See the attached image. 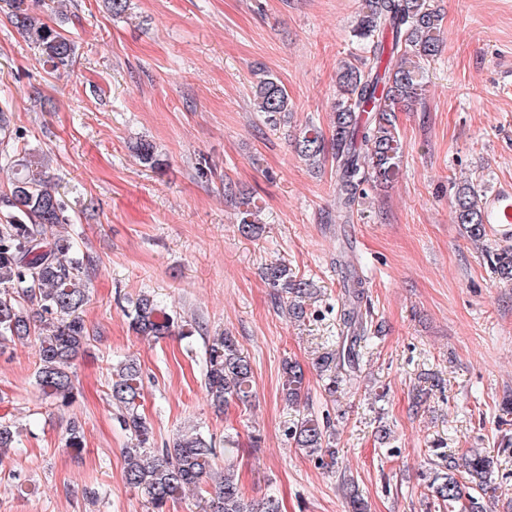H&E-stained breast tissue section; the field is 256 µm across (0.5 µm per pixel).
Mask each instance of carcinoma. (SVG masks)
<instances>
[{
  "mask_svg": "<svg viewBox=\"0 0 512 512\" xmlns=\"http://www.w3.org/2000/svg\"><path fill=\"white\" fill-rule=\"evenodd\" d=\"M6 17L39 52L43 65L51 71L65 70L75 53L73 42L60 30L42 21L33 0H0ZM442 17L431 0H363V8L353 28L354 36L370 49V57L358 67L346 62L338 70L339 96L334 104L336 192L342 217L347 219L366 193V187H382L396 175L402 154L395 112L416 101L422 90L426 64L439 51ZM257 111L274 118L288 111L290 99L281 82L261 75L255 85ZM299 155L311 165L325 158L322 135L306 130L296 141ZM138 160L151 167L161 165L156 146L141 139L132 146ZM45 158L27 153L17 159L9 194L0 197L8 220L0 224V349L9 342L24 341L38 332L39 364L36 381L43 394L61 407L75 402L77 388L71 367L84 350L90 335L81 317L86 303L83 276L84 259L73 251L64 237L50 238L47 230L67 221L65 205L58 192L49 186ZM456 223L467 237L479 242L486 235L480 190L466 180L455 185L452 201ZM240 232L254 237L262 231L259 210L249 208L243 198ZM494 272L499 279L512 281V250L494 254ZM268 285L284 296L288 315L296 321L307 317L308 301L315 294L312 282L298 279L286 265L272 263L265 268ZM365 281L350 265L343 280L340 311L342 345L324 353L321 371L330 384L339 374L354 372L359 364L360 343L368 332L361 305ZM130 329L137 335L156 338L175 333L178 321L163 311L153 296L143 293L129 313ZM204 385L213 404H251L253 368L236 338L228 332L212 337L206 345ZM282 390L288 405L305 403V373L300 365L285 361ZM110 395L119 412L120 424L130 436L125 448V480L148 497L152 512H165L167 504L186 488L202 489L204 477L217 452L212 441L202 434H178L161 450L151 448L153 431L139 412L143 398L140 366L129 359L112 370ZM293 438L299 448L314 455L326 452L331 435L318 419L302 415L294 426ZM65 447H83V428L70 422L64 437ZM17 432L12 423L0 421V461L17 447ZM494 459L476 450L462 462L448 459L427 482V498L439 509L461 505L466 512H480L476 492L486 491ZM347 512H369L368 502L359 494L354 481L347 480ZM202 512H280L271 497L249 500L245 497L232 467L224 468L212 490L203 497Z\"/></svg>",
  "mask_w": 512,
  "mask_h": 512,
  "instance_id": "carcinoma-1",
  "label": "carcinoma"
}]
</instances>
